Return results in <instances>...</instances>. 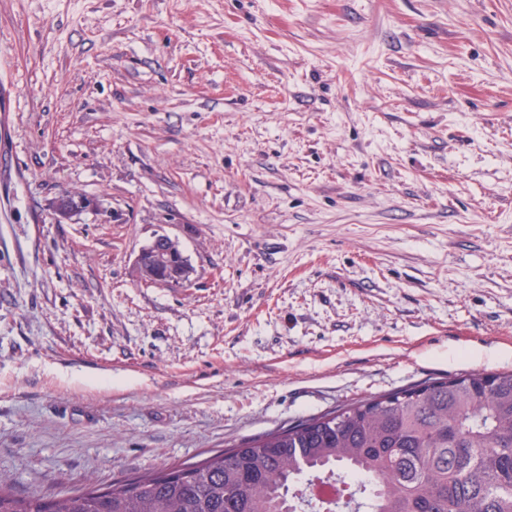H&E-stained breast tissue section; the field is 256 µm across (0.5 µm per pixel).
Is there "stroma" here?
<instances>
[{"label":"stroma","instance_id":"35a3bbf8","mask_svg":"<svg viewBox=\"0 0 512 512\" xmlns=\"http://www.w3.org/2000/svg\"><path fill=\"white\" fill-rule=\"evenodd\" d=\"M160 234L191 284L137 277ZM482 369H512V0H0L13 492Z\"/></svg>","mask_w":512,"mask_h":512}]
</instances>
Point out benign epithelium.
Returning a JSON list of instances; mask_svg holds the SVG:
<instances>
[{"mask_svg":"<svg viewBox=\"0 0 512 512\" xmlns=\"http://www.w3.org/2000/svg\"><path fill=\"white\" fill-rule=\"evenodd\" d=\"M92 207L94 201L84 196L74 199L65 195L56 204V210L62 217ZM136 269L142 280L159 286H166L175 280L181 284L189 283L194 275V268L178 240L165 234L156 236L140 251L136 259Z\"/></svg>","mask_w":512,"mask_h":512,"instance_id":"benign-epithelium-1","label":"benign epithelium"}]
</instances>
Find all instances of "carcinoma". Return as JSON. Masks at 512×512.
I'll return each mask as SVG.
<instances>
[{
    "instance_id": "cac0c4a2",
    "label": "carcinoma",
    "mask_w": 512,
    "mask_h": 512,
    "mask_svg": "<svg viewBox=\"0 0 512 512\" xmlns=\"http://www.w3.org/2000/svg\"><path fill=\"white\" fill-rule=\"evenodd\" d=\"M338 475L352 498L313 512H512V370L363 398L107 487L18 497L0 476V512H298L299 480Z\"/></svg>"
}]
</instances>
